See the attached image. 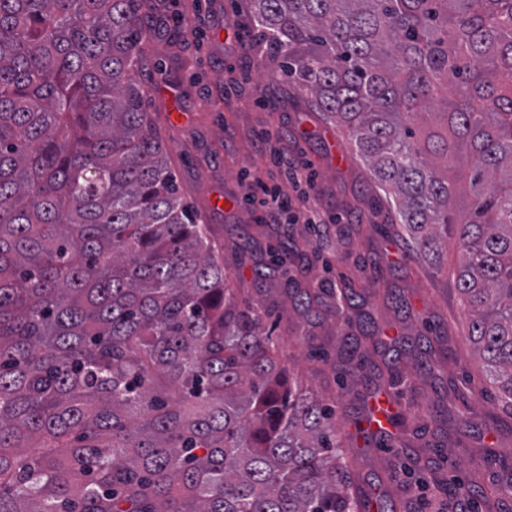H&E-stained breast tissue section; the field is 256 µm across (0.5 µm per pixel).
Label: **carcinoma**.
I'll use <instances>...</instances> for the list:
<instances>
[{"label":"carcinoma","mask_w":512,"mask_h":512,"mask_svg":"<svg viewBox=\"0 0 512 512\" xmlns=\"http://www.w3.org/2000/svg\"><path fill=\"white\" fill-rule=\"evenodd\" d=\"M250 2L416 251L459 246L512 415V0ZM151 6L0 0V512H397L350 492L336 410L228 296L178 196L134 69ZM326 292L338 319L361 299Z\"/></svg>","instance_id":"cac0c4a2"}]
</instances>
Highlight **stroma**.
I'll return each instance as SVG.
<instances>
[{
    "label": "stroma",
    "mask_w": 512,
    "mask_h": 512,
    "mask_svg": "<svg viewBox=\"0 0 512 512\" xmlns=\"http://www.w3.org/2000/svg\"><path fill=\"white\" fill-rule=\"evenodd\" d=\"M140 76L147 110L161 135L180 196L210 225L224 258L226 286L236 301L267 310L282 339L281 364L304 387L342 397L336 415L355 485L380 484L409 512H439L437 481H512V417L482 396L481 360L468 336V316L455 277L461 253L454 243L441 257L411 251V235L387 210L390 189L374 184L344 131L287 84L253 48L249 0H155ZM267 146H260L261 136ZM282 154L304 166L311 184L283 180L272 161ZM279 188L297 210L318 207L330 222L322 236L286 216L262 217L252 203L259 185ZM223 197L222 210L210 202ZM374 283L370 311L385 344L402 345L399 368L413 376L400 400L414 414L405 439L414 457L389 446L355 443L350 421L376 400L368 379L345 371L348 337L334 314L297 309L289 287L312 289ZM463 390L472 408L460 424L443 401ZM498 421L501 438L486 424Z\"/></svg>",
    "instance_id": "35a3bbf8"
}]
</instances>
